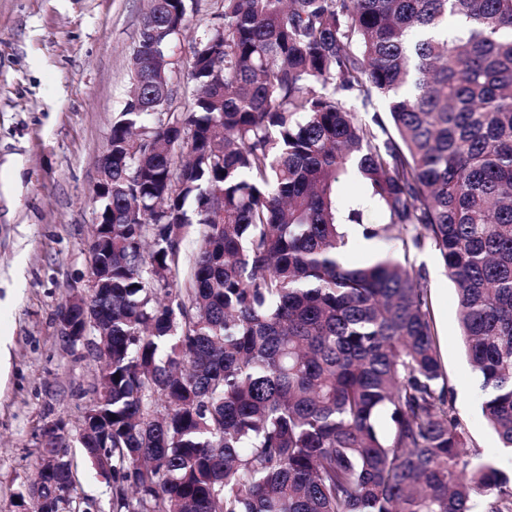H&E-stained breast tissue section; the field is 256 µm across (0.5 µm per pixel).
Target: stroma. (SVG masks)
Instances as JSON below:
<instances>
[{
    "label": "stroma",
    "instance_id": "stroma-1",
    "mask_svg": "<svg viewBox=\"0 0 512 512\" xmlns=\"http://www.w3.org/2000/svg\"><path fill=\"white\" fill-rule=\"evenodd\" d=\"M150 0H0V336L9 364L0 372V512H23L47 422L64 418L77 435L99 362L92 347L68 350L57 315L83 289L95 224L98 160L133 88L131 57ZM223 0H196L172 56L174 106L190 111L191 46L221 24ZM347 261L360 266L402 253L400 240L364 237L348 226ZM428 281L447 382L470 444L512 474V455L480 414L475 375L457 328V295L432 247L412 252ZM77 495L110 512V494L71 442Z\"/></svg>",
    "mask_w": 512,
    "mask_h": 512
}]
</instances>
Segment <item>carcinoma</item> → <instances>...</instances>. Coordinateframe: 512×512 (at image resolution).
I'll list each match as a JSON object with an SVG mask.
<instances>
[{"instance_id":"obj_1","label":"carcinoma","mask_w":512,"mask_h":512,"mask_svg":"<svg viewBox=\"0 0 512 512\" xmlns=\"http://www.w3.org/2000/svg\"><path fill=\"white\" fill-rule=\"evenodd\" d=\"M191 9L156 0L143 21L145 106L112 121V223L89 248L108 342L83 453L110 445L112 512H512V479L468 449L410 260L439 254L512 449V0H224L194 39L191 111L165 112ZM350 168L366 193L342 201ZM345 224L397 232L403 260L347 266ZM54 424L31 512L77 483Z\"/></svg>"}]
</instances>
